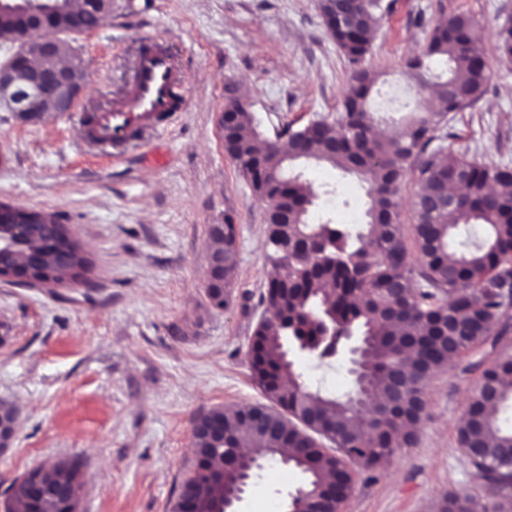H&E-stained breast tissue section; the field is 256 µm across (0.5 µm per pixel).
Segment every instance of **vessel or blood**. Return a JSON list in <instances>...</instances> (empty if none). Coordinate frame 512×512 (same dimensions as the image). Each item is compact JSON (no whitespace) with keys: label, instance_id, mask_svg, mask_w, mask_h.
I'll return each instance as SVG.
<instances>
[{"label":"vessel or blood","instance_id":"b4317fda","mask_svg":"<svg viewBox=\"0 0 512 512\" xmlns=\"http://www.w3.org/2000/svg\"><path fill=\"white\" fill-rule=\"evenodd\" d=\"M182 86L175 57L156 50L151 37L142 38L132 81L121 98L86 115L85 139L97 146L122 149L181 111Z\"/></svg>","mask_w":512,"mask_h":512}]
</instances>
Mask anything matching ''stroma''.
I'll list each match as a JSON object with an SVG mask.
<instances>
[{
  "mask_svg": "<svg viewBox=\"0 0 512 512\" xmlns=\"http://www.w3.org/2000/svg\"><path fill=\"white\" fill-rule=\"evenodd\" d=\"M364 67L376 128L393 133L419 111L406 62L442 15L472 18L491 68L488 92L449 115L454 148L512 162V64L497 34L512 0H390ZM182 63L174 123L119 158L85 142L82 110L121 96L142 36ZM85 66L70 111L34 123L0 105V201L60 215L93 263L88 282L30 288L0 281V402L17 413L0 452V512L16 478L49 461L80 458V512H172L195 469L193 426L214 408L265 403L250 368L260 297L271 266L264 204L224 150V86L245 95L258 131L275 136L335 120L351 68L317 0H112L89 34H61ZM315 194L310 220L350 223L365 209L361 177L314 161L295 169ZM232 217L237 268L227 303L207 294L210 225ZM301 382L329 396L351 391L348 352L323 363L291 348ZM456 358L424 386L416 446L373 472L352 466L341 512H430L442 494L480 481L456 440L478 377ZM306 485L279 462L254 470L236 512H286Z\"/></svg>",
  "mask_w": 512,
  "mask_h": 512,
  "instance_id": "35a3bbf8",
  "label": "stroma"
}]
</instances>
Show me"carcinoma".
<instances>
[{
	"label": "carcinoma",
	"mask_w": 512,
	"mask_h": 512,
	"mask_svg": "<svg viewBox=\"0 0 512 512\" xmlns=\"http://www.w3.org/2000/svg\"><path fill=\"white\" fill-rule=\"evenodd\" d=\"M50 24L66 29L77 9L72 0H53ZM112 0H96L81 18L84 26L98 25L111 11ZM320 16L336 45L352 66L343 95V112L334 122L318 120L299 128L286 126L270 138L252 127L247 101L231 82L225 86L224 111L229 113L224 150L251 180L264 202L270 231L294 242L292 252L271 249V272L263 299L274 316L260 321L250 350L252 375L266 397L283 408L243 406L214 409L194 426L197 464L181 485L173 512H210L215 484L242 478L224 463L237 458L279 459L308 474L303 494H329L344 500L352 490L347 461L365 470L386 466L397 451L418 440L417 423L426 411L424 384L448 365V355L472 353L466 372L479 373L465 416L457 427L461 449L481 448L468 459L477 476L491 483L482 501L455 493L443 495L433 512H512V429L495 416L512 398V356L486 364L485 346L496 349L512 326L499 322L503 306L500 288L512 278V167L468 159L445 146L456 134L448 114L461 112L488 91L490 68L483 48L472 37L473 22L450 15L434 26L420 53L406 66L421 71L432 58L447 62L446 79H420L422 100L434 108L421 112L395 136H371L374 118L368 99L375 84L373 72L362 67L383 0H336L318 4ZM27 19L14 10H0V38L25 35ZM500 57L512 61V24L498 32ZM300 160L327 163L363 175L367 208L358 231L347 224L308 221L314 193L290 173ZM417 189L412 200L413 242L410 249L400 224L401 191L408 174ZM460 179L465 191L448 193ZM36 224L4 260L49 268L58 282L78 281L91 263L78 242L66 266H57L45 248L54 227V214L35 212ZM481 224L484 240L467 252H453L457 226ZM320 247L309 253L308 242ZM213 253H224V287L235 275L237 235L230 215H224V236L210 237ZM363 334L366 342V382L370 396L382 397L393 375H404L403 393L386 407L370 433L358 426L360 411L351 398L331 397L311 390L291 373L285 344L309 348L318 358H335L343 338ZM288 430H283V427ZM329 428L330 453L317 428ZM80 465L59 460L43 473H28L6 489L7 512H78L72 492L81 487Z\"/></svg>",
	"instance_id": "obj_1"
}]
</instances>
